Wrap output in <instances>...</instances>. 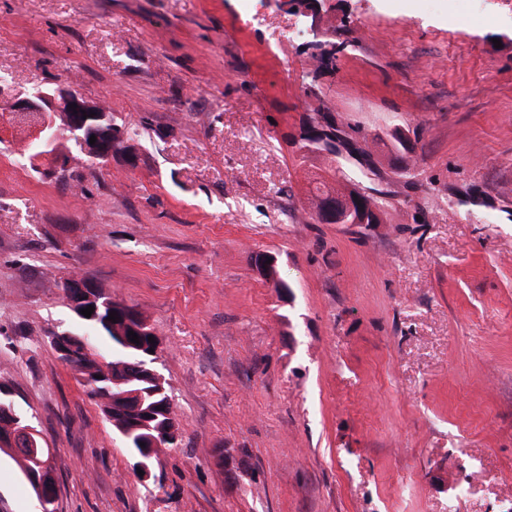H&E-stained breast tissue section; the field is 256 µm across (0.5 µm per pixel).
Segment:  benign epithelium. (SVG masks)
Wrapping results in <instances>:
<instances>
[{"label":"benign epithelium","mask_w":512,"mask_h":512,"mask_svg":"<svg viewBox=\"0 0 512 512\" xmlns=\"http://www.w3.org/2000/svg\"><path fill=\"white\" fill-rule=\"evenodd\" d=\"M301 11L309 18L307 34L313 40L308 45L312 46L321 36L320 13L314 3L307 8H301ZM72 104L77 105V108H70ZM3 107L6 111L29 120L36 133L43 134V140L48 147L63 133L74 140L80 150L91 159L105 164L112 161V143L91 144L85 134L88 123L100 119V105L70 88L61 85L44 87L38 84L22 97L5 99ZM60 112L68 115L67 125L62 131L55 129L56 117ZM378 218L377 210L366 204L364 193L360 192L347 201L330 203L323 214L317 217V221L323 224H374ZM254 264L263 278H277L275 262L270 260V255H256ZM63 298L71 311L79 316L81 310L89 305L94 310H99L103 294L90 281L72 278L64 283ZM81 343L80 338L69 332L56 333L50 339L55 353L70 361L76 358ZM0 408L11 417L8 433L0 436V446L12 448L20 455L29 453L34 466L24 472V478L34 485L38 502L43 504L58 490L57 477L51 470L53 455L46 453L42 436L31 421H20L11 405L3 404Z\"/></svg>","instance_id":"benign-epithelium-1"}]
</instances>
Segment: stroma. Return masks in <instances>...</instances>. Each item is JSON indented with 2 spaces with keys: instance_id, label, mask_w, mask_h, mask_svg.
<instances>
[{
  "instance_id": "obj_1",
  "label": "stroma",
  "mask_w": 512,
  "mask_h": 512,
  "mask_svg": "<svg viewBox=\"0 0 512 512\" xmlns=\"http://www.w3.org/2000/svg\"><path fill=\"white\" fill-rule=\"evenodd\" d=\"M329 0L312 60L278 0H0V94L61 82L136 126L137 166L31 170L0 111V384L54 449L58 512H512V14ZM313 83L368 135L382 223L318 224L288 144ZM276 259L263 279L256 254ZM136 307L180 426L153 475L49 345L59 282ZM0 453V512H39Z\"/></svg>"
}]
</instances>
